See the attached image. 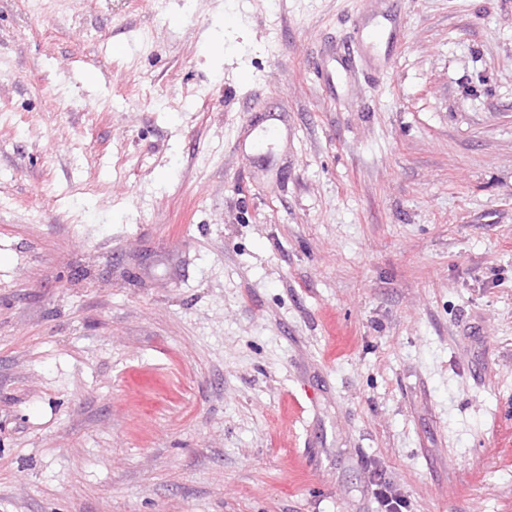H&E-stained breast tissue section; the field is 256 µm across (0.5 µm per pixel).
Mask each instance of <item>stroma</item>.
Listing matches in <instances>:
<instances>
[{
    "label": "stroma",
    "instance_id": "stroma-1",
    "mask_svg": "<svg viewBox=\"0 0 512 512\" xmlns=\"http://www.w3.org/2000/svg\"><path fill=\"white\" fill-rule=\"evenodd\" d=\"M377 475L512 512V0H0V512Z\"/></svg>",
    "mask_w": 512,
    "mask_h": 512
}]
</instances>
